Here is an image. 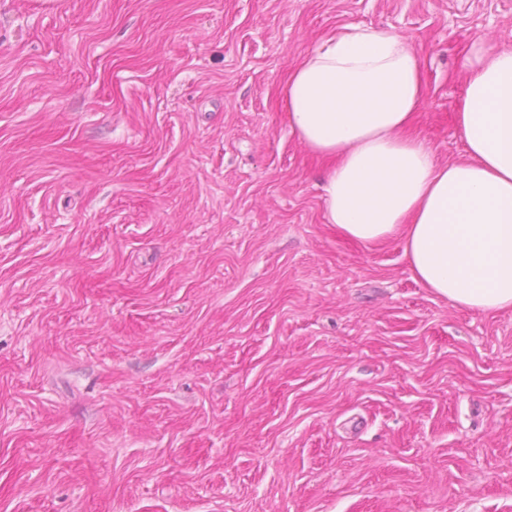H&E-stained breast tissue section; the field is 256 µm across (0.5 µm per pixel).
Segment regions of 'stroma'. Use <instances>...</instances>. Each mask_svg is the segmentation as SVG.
Listing matches in <instances>:
<instances>
[{"label":"stroma","instance_id":"stroma-1","mask_svg":"<svg viewBox=\"0 0 512 512\" xmlns=\"http://www.w3.org/2000/svg\"><path fill=\"white\" fill-rule=\"evenodd\" d=\"M345 24L463 159L512 0H0V512H512V309L343 237L288 128Z\"/></svg>","mask_w":512,"mask_h":512}]
</instances>
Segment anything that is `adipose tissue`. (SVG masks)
Masks as SVG:
<instances>
[{
    "label": "adipose tissue",
    "instance_id": "1",
    "mask_svg": "<svg viewBox=\"0 0 512 512\" xmlns=\"http://www.w3.org/2000/svg\"><path fill=\"white\" fill-rule=\"evenodd\" d=\"M455 117L465 160L442 164L412 131L427 97L400 35L341 26L289 72L290 130L334 165L328 223L364 244L393 235L417 278L478 312L512 308V49L467 46Z\"/></svg>",
    "mask_w": 512,
    "mask_h": 512
}]
</instances>
